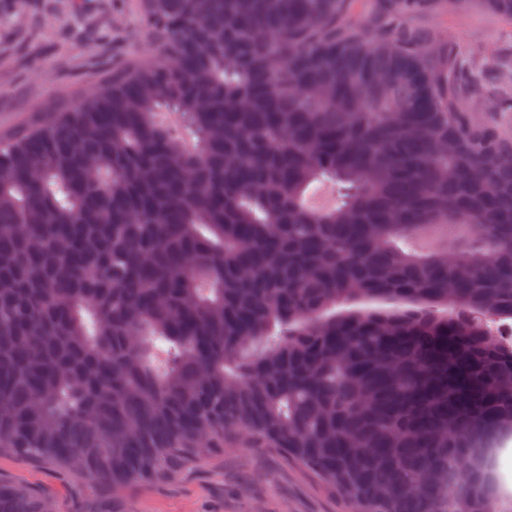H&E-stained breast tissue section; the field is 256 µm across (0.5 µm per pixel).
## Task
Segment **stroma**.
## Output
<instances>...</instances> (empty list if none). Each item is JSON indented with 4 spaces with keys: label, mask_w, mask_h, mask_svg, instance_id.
<instances>
[{
    "label": "stroma",
    "mask_w": 512,
    "mask_h": 512,
    "mask_svg": "<svg viewBox=\"0 0 512 512\" xmlns=\"http://www.w3.org/2000/svg\"><path fill=\"white\" fill-rule=\"evenodd\" d=\"M0 0V41L21 53H0V130L26 124L36 106L60 98L73 102L92 75L147 55L137 0ZM410 25L452 37L471 79L512 85V18L488 10L482 0L463 7L432 0ZM473 119L495 125L512 138V96L469 102ZM0 478L49 498L55 512H91L114 500L118 512H345L296 464L265 448H228L222 456L192 461L169 482L112 494L111 483L60 467L0 453Z\"/></svg>",
    "instance_id": "35a3bbf8"
}]
</instances>
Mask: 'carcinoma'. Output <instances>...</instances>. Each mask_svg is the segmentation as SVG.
Segmentation results:
<instances>
[{
	"label": "carcinoma",
	"instance_id": "cac0c4a2",
	"mask_svg": "<svg viewBox=\"0 0 512 512\" xmlns=\"http://www.w3.org/2000/svg\"><path fill=\"white\" fill-rule=\"evenodd\" d=\"M355 2L139 0L148 60L0 132V452L115 496L240 443L346 512H504L512 140L429 0Z\"/></svg>",
	"mask_w": 512,
	"mask_h": 512
}]
</instances>
